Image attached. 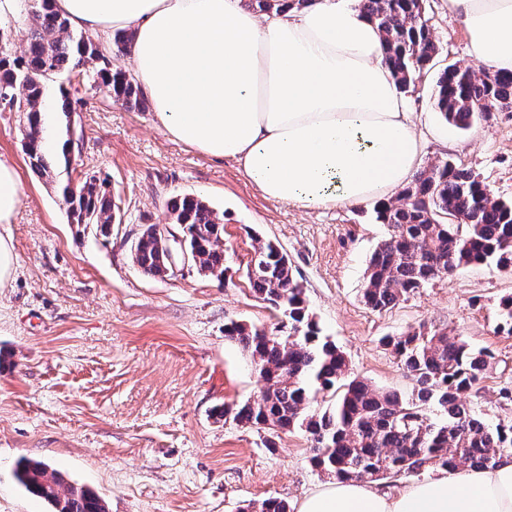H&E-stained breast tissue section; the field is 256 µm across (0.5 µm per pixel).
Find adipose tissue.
<instances>
[{
	"instance_id": "ef3b65f1",
	"label": "adipose tissue",
	"mask_w": 512,
	"mask_h": 512,
	"mask_svg": "<svg viewBox=\"0 0 512 512\" xmlns=\"http://www.w3.org/2000/svg\"><path fill=\"white\" fill-rule=\"evenodd\" d=\"M101 39L129 30L136 74L175 140L235 161L270 199L303 208L389 201L424 148L384 41L358 0H311L258 19L243 0H56ZM469 53L512 70V0H448ZM298 512H512V453L445 469L398 494L335 481Z\"/></svg>"
}]
</instances>
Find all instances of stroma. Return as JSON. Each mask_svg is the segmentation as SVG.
<instances>
[{"label":"stroma","instance_id":"stroma-1","mask_svg":"<svg viewBox=\"0 0 512 512\" xmlns=\"http://www.w3.org/2000/svg\"><path fill=\"white\" fill-rule=\"evenodd\" d=\"M438 54L406 90L426 140L422 165L448 160L470 170L499 199L512 200V111L469 130L449 126L431 93L451 64L479 69L468 36L445 0H425ZM75 130L83 139L69 168L74 183L108 177L116 202L110 242L78 229L50 180L33 173L19 116L0 112V157L20 177L13 247L0 283V512H51L20 486V458L44 461L105 502L108 512H238L277 498L296 508L326 476L308 462L303 432L265 445L269 429L216 420L220 406L260 388L249 355L224 334L230 321L270 328L281 314L252 292L247 264L256 239L278 243L325 335L351 372L376 388L410 391L412 378L382 340L435 328L491 352L487 376L467 395L491 422H512V335L497 330L512 272L473 266L429 282L395 307L362 301L367 260L387 236L373 205L304 209L266 198L235 162L171 138L153 109L132 112L106 92L79 85ZM199 194L224 214L231 278L191 273L148 278L131 246L142 225L167 221L165 202Z\"/></svg>","mask_w":512,"mask_h":512}]
</instances>
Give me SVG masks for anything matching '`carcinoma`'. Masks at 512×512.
<instances>
[{
  "label": "carcinoma",
  "instance_id": "obj_1",
  "mask_svg": "<svg viewBox=\"0 0 512 512\" xmlns=\"http://www.w3.org/2000/svg\"><path fill=\"white\" fill-rule=\"evenodd\" d=\"M256 12L303 7L311 0H246ZM385 40L384 63L399 88L415 83L438 48L419 0H360ZM27 13L29 44L12 48V29L0 26V92L10 93L0 112L25 120L29 164L55 177V166L70 168L80 137L72 127L78 101L71 97L74 76H92L108 96L129 110L146 108L141 86L112 55L126 53L133 35L117 31L108 42L71 28L55 0H20ZM493 101L512 106V71L487 80L468 68L446 67L435 84V106L444 120L467 129L483 119L479 107ZM68 221L92 225L107 239L115 220L109 181L90 175L70 188L58 181ZM169 221L184 225L187 262L198 272L223 277L224 215L200 195L175 196L166 203ZM388 236L369 258L362 297L383 311L411 292L462 266L493 264L512 271V201L492 197L472 172L449 161L414 176L400 198L377 207ZM146 224L133 245V259L150 278L174 276L166 250ZM253 292L285 320L272 328L232 321L225 335L249 354L264 383L260 394L236 407H220L217 417L241 426L273 431L302 430L312 441L309 461L336 480L379 481L418 474L427 468H486L512 451V423L491 424L466 401L485 378L492 354L475 349L441 329L388 336L385 345L413 378L409 393L379 390L351 376L348 360L310 313L290 262L272 241L258 242L247 265ZM498 329L512 335V296L500 302ZM331 397L310 410L318 395ZM14 477L52 512H106L104 501L68 482L43 461H18ZM240 512H288L275 498L252 502Z\"/></svg>",
  "mask_w": 512,
  "mask_h": 512
}]
</instances>
